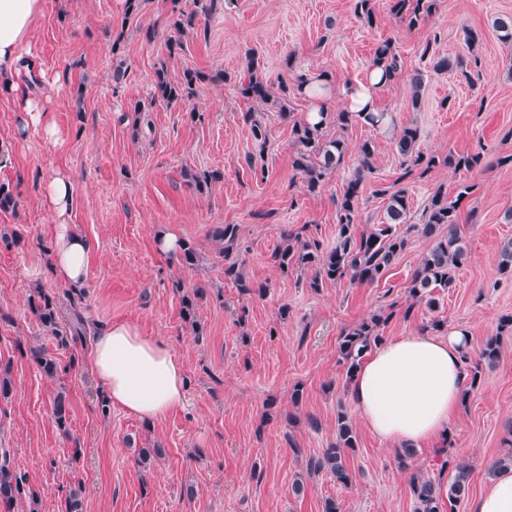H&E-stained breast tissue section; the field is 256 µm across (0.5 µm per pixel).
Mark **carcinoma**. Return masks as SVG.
I'll return each mask as SVG.
<instances>
[{"instance_id":"cac0c4a2","label":"carcinoma","mask_w":512,"mask_h":512,"mask_svg":"<svg viewBox=\"0 0 512 512\" xmlns=\"http://www.w3.org/2000/svg\"><path fill=\"white\" fill-rule=\"evenodd\" d=\"M201 7L198 10L184 11L172 10L171 27L176 36L170 40L169 53L173 54L183 49V37L187 34L198 35L206 32L199 24V15L210 17L223 7V0H199ZM438 0H390V12L400 22L413 28L426 17L436 11ZM354 12L369 26L376 24V13L373 0H354ZM437 41L426 43L422 56H431L434 68L448 70L452 67L461 68L465 78H471L470 72L463 68V61H451L448 56L436 51ZM369 67L379 68L383 77L393 81L401 72L399 57L392 43L385 40L377 45ZM260 62L255 55L247 60L248 80L241 82L240 93L254 102L262 105H271L278 109L281 118L290 115L288 98L295 92H302L303 87L312 83L313 79L306 74H297L293 86L283 81L279 85V94L273 95L267 82L260 73ZM204 80V76L194 70L186 69L180 80L169 78L164 68L156 70L153 81V93L149 104L164 102L172 104L191 100L196 93V84ZM244 122L250 125L254 140L266 144V132L256 113L247 112L243 116ZM389 115L386 112H321L319 120L310 121L300 118L293 122L291 133L297 145L292 166L298 171L310 192L316 191L326 178L341 166L347 151V145L341 138H326L325 129L330 124L344 129L353 122L371 126L382 127L387 124ZM418 129L406 126L401 129L395 140V149L398 154L410 163L400 179L411 173L415 167L426 173L439 163L454 168L472 169L480 165V153L454 156L452 154L444 159L428 156L418 148ZM375 146L372 141L365 140L358 148L359 160L353 176L347 181L338 202L336 224V243L328 248L315 237L305 236L300 232H288L283 235V245L274 253V259L281 273L290 270L307 268L313 270L309 280V287L319 290L327 282L349 280L357 283H373L377 281L393 264L396 258L404 251L408 241L402 225L407 222L410 210V201L407 190L399 187L388 196L386 206V221L374 224L363 230L357 224L359 190L366 175L372 173V158ZM223 179V173L218 170L205 171L200 175H191V180L198 190L208 189ZM469 187L464 186L456 199L448 200V192L437 188L421 213L420 223L411 225L423 237L432 242L430 249L423 256L414 276L410 281V297L405 314L424 300L436 288L449 287L454 279V272L466 259L465 243L458 232L460 201L468 195ZM238 228L235 224H217L210 231L211 238L219 245V254L224 260V277L232 280L237 288L245 294L263 295L266 286L255 285L246 276L238 259L233 257L237 240ZM180 263L188 268L195 266L198 256L193 245L187 241L178 243ZM498 270L502 274H512V240L502 244L499 251ZM205 292L201 288L182 292L181 315L182 318L196 326L198 324L197 310L199 300L204 298ZM30 306L37 315L42 327L50 333L60 344L69 343V337L60 325L58 306L55 297L41 288L34 290L30 295ZM391 318V314L382 312L370 315L358 324L348 328L342 333L339 342V356L346 365V375L354 377L366 354L373 347L382 342L381 328ZM501 336H490L480 348L478 359L472 360L468 352H463L462 362L470 369L469 394L475 389L481 378L482 364L494 365L500 357ZM32 357L41 373L53 379L59 372L58 361L48 355L43 349H31ZM52 412L58 427L66 429L69 418L67 395L63 391L57 392L52 401ZM356 431L350 416L342 412L337 417L336 443L323 450L322 454L307 461V473L316 474L327 472L340 484L350 482V473L347 466V450L356 447ZM472 468L459 461L454 466L453 478L447 489H442L431 477L414 473L410 479V489L417 503L416 512H442L443 499L448 502H457L465 497ZM25 495L24 482L9 468L7 460L0 461V507L7 510L13 508L14 503Z\"/></svg>"}]
</instances>
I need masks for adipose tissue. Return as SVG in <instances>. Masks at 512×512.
Here are the masks:
<instances>
[{
  "label": "adipose tissue",
  "mask_w": 512,
  "mask_h": 512,
  "mask_svg": "<svg viewBox=\"0 0 512 512\" xmlns=\"http://www.w3.org/2000/svg\"><path fill=\"white\" fill-rule=\"evenodd\" d=\"M45 0H0V94L17 108L19 131L41 129L54 137L40 100L18 81L32 69L29 39ZM44 205L55 224L49 271L59 283L78 291L85 287L91 246L68 222L72 179L55 169L43 180ZM466 331L445 337L398 336L378 345L362 362L351 382L353 404L369 432L396 447L421 446L446 433L460 408L464 376L461 352ZM106 402L148 420L160 419L184 399L182 367L168 345L140 336L132 326L115 323L98 331L91 360ZM469 512H512V466L497 469L471 500Z\"/></svg>",
  "instance_id": "obj_1"
}]
</instances>
